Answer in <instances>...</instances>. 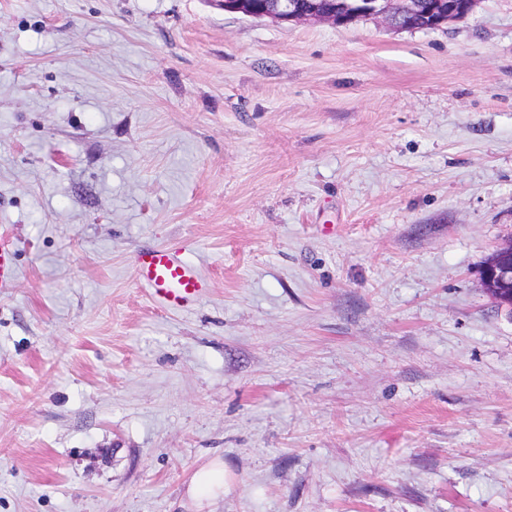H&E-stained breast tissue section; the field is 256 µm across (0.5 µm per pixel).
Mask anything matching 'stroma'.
<instances>
[{
    "label": "stroma",
    "instance_id": "stroma-1",
    "mask_svg": "<svg viewBox=\"0 0 512 512\" xmlns=\"http://www.w3.org/2000/svg\"><path fill=\"white\" fill-rule=\"evenodd\" d=\"M0 234V512H512L478 279L512 237V0L424 31L0 0ZM144 244L209 294L160 308ZM14 249L6 240H0V292L13 287L15 281ZM222 491L224 492V462L218 459L193 475L187 493L198 507L203 508Z\"/></svg>",
    "mask_w": 512,
    "mask_h": 512
}]
</instances>
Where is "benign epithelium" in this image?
Instances as JSON below:
<instances>
[{
  "label": "benign epithelium",
  "mask_w": 512,
  "mask_h": 512,
  "mask_svg": "<svg viewBox=\"0 0 512 512\" xmlns=\"http://www.w3.org/2000/svg\"><path fill=\"white\" fill-rule=\"evenodd\" d=\"M224 11L277 22L344 26L368 20L402 31L418 19L424 28H441L471 14L480 0H215ZM483 289H512V240L503 242L479 271Z\"/></svg>",
  "instance_id": "1"
}]
</instances>
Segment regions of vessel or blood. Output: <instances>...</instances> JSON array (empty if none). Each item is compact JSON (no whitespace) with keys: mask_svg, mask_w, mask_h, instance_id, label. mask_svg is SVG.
I'll return each mask as SVG.
<instances>
[{"mask_svg":"<svg viewBox=\"0 0 512 512\" xmlns=\"http://www.w3.org/2000/svg\"><path fill=\"white\" fill-rule=\"evenodd\" d=\"M14 255L12 244L0 240V292L11 288L15 281ZM133 267L138 283L169 311L189 309L211 288L210 281L176 249H140L134 256Z\"/></svg>","mask_w":512,"mask_h":512,"instance_id":"b4317fda","label":"vessel or blood"}]
</instances>
